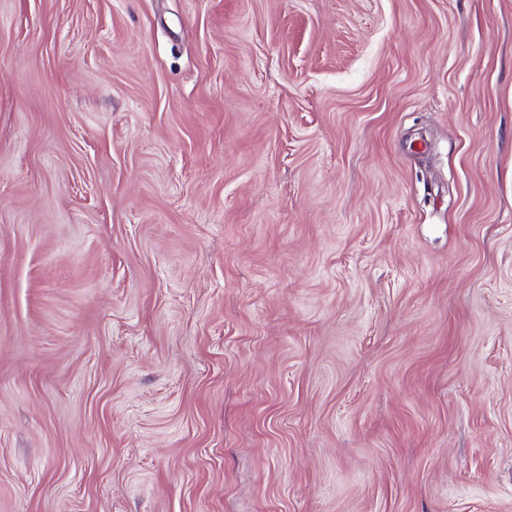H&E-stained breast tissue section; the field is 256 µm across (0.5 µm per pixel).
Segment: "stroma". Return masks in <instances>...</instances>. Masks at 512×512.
Segmentation results:
<instances>
[{
  "instance_id": "35a3bbf8",
  "label": "stroma",
  "mask_w": 512,
  "mask_h": 512,
  "mask_svg": "<svg viewBox=\"0 0 512 512\" xmlns=\"http://www.w3.org/2000/svg\"><path fill=\"white\" fill-rule=\"evenodd\" d=\"M0 512H512V0H0Z\"/></svg>"
}]
</instances>
